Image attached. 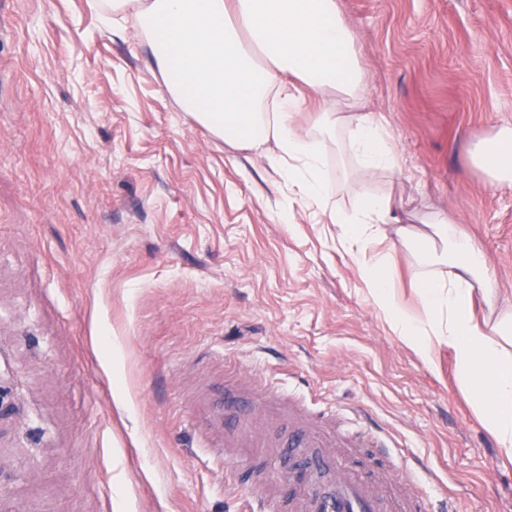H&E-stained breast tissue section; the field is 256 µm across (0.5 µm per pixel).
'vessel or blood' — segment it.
<instances>
[{"label": "vessel or blood", "instance_id": "b4317fda", "mask_svg": "<svg viewBox=\"0 0 512 512\" xmlns=\"http://www.w3.org/2000/svg\"><path fill=\"white\" fill-rule=\"evenodd\" d=\"M191 409L193 423L205 425L213 446L223 447L229 433L234 447H263L246 410L235 402L215 408L202 391ZM286 447L314 467L334 473V486L324 499L312 492V473H305L300 484L288 477L272 478V485L285 488L306 512H431L432 504L419 486L399 476L393 448L381 436L364 433L360 412H353L339 425L314 418L293 431Z\"/></svg>", "mask_w": 512, "mask_h": 512}]
</instances>
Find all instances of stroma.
<instances>
[{
  "instance_id": "35a3bbf8",
  "label": "stroma",
  "mask_w": 512,
  "mask_h": 512,
  "mask_svg": "<svg viewBox=\"0 0 512 512\" xmlns=\"http://www.w3.org/2000/svg\"><path fill=\"white\" fill-rule=\"evenodd\" d=\"M408 209L444 207L512 307V185L475 143L512 127V0H337ZM95 0H0V512H243L279 442L362 406L435 512H512V460L373 306L330 215L184 111ZM290 392L270 447L201 446L206 356Z\"/></svg>"
}]
</instances>
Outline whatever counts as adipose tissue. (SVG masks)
I'll return each mask as SVG.
<instances>
[{"label": "adipose tissue", "instance_id": "obj_1", "mask_svg": "<svg viewBox=\"0 0 512 512\" xmlns=\"http://www.w3.org/2000/svg\"><path fill=\"white\" fill-rule=\"evenodd\" d=\"M98 7L107 34H123L125 20H133L184 109L225 142L264 159L319 213L329 206L324 168L327 146L335 144L336 184L351 200L336 221L376 309L423 359L431 357L430 336L448 345L460 390L498 447L511 453L512 310H498L483 253L447 212L400 216L392 187L398 152L364 109L366 69L336 0H100ZM309 97L320 106L306 122ZM473 159L495 181L512 184V128L479 140ZM381 175L389 188L365 192L364 183ZM385 238L419 267L429 329L391 294L385 255L367 252ZM478 298L488 311L480 321L473 314Z\"/></svg>", "mask_w": 512, "mask_h": 512}]
</instances>
